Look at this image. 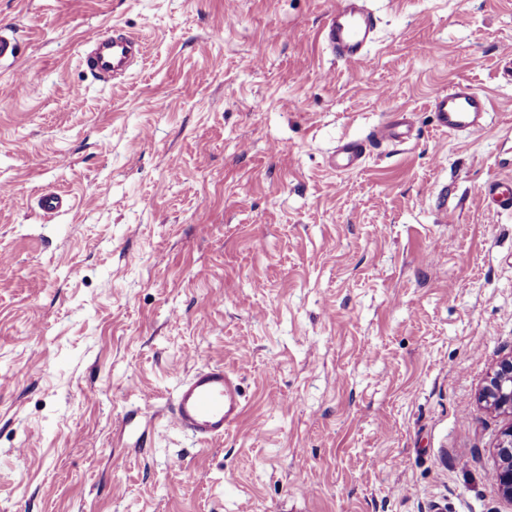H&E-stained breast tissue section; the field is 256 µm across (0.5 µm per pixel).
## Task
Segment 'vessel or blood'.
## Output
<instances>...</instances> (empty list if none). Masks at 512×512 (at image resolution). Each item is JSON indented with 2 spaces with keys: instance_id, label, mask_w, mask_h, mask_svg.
<instances>
[{
  "instance_id": "1",
  "label": "vessel or blood",
  "mask_w": 512,
  "mask_h": 512,
  "mask_svg": "<svg viewBox=\"0 0 512 512\" xmlns=\"http://www.w3.org/2000/svg\"><path fill=\"white\" fill-rule=\"evenodd\" d=\"M377 31L378 19L368 0H338L324 24L325 41L337 60L363 65L371 61L370 47L376 41ZM142 56V48L134 37L94 31L82 42L80 62L94 76L115 79L125 75ZM432 110L441 131L472 136L487 127L490 106L482 91L467 83H457L434 98ZM412 124V113L398 112L367 137L340 141L329 158V167L341 172L359 168L372 147L406 143ZM38 206L49 220L69 208L70 198L48 191L39 196ZM243 411L237 378L225 371L223 365L211 364L179 380L166 426L207 444L222 439Z\"/></svg>"
}]
</instances>
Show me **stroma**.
<instances>
[{"label": "stroma", "instance_id": "obj_1", "mask_svg": "<svg viewBox=\"0 0 512 512\" xmlns=\"http://www.w3.org/2000/svg\"><path fill=\"white\" fill-rule=\"evenodd\" d=\"M336 0H0V512H512V0H370L373 61L336 60ZM144 47L118 80L87 32ZM487 128L449 136L455 82ZM412 139L326 163L391 113ZM71 209L44 221L41 192ZM236 373L199 445L180 377ZM438 128L448 135L472 136L488 125L489 99L467 83H457L432 102ZM479 400L494 411L512 416V353L498 360L479 392ZM243 411L237 378L224 365L211 364L178 381L166 426L208 444L223 439ZM498 465L492 478L501 492L512 500V421L501 431L495 448Z\"/></svg>", "mask_w": 512, "mask_h": 512}]
</instances>
